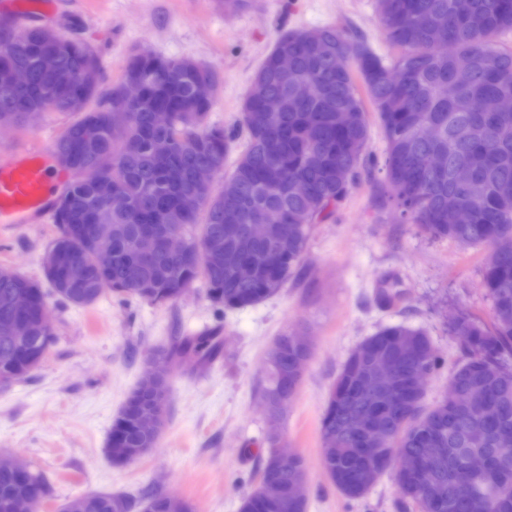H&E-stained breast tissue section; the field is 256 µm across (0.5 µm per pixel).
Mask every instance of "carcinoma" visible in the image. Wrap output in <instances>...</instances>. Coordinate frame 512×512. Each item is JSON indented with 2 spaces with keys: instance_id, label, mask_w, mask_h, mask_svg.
Masks as SVG:
<instances>
[{
  "instance_id": "1",
  "label": "carcinoma",
  "mask_w": 512,
  "mask_h": 512,
  "mask_svg": "<svg viewBox=\"0 0 512 512\" xmlns=\"http://www.w3.org/2000/svg\"><path fill=\"white\" fill-rule=\"evenodd\" d=\"M380 21L395 53L381 57L354 35L335 27L289 32L281 36L254 75L243 103L245 147L229 174L239 195L219 190L205 194L198 212L186 214L181 200L193 169L211 165L224 174L232 135L209 123L212 103L198 100L194 85L205 79L219 85L213 69L189 58L151 54L130 57L121 80L106 90L82 83L85 68L99 65L85 43L61 44L43 27H21L0 19V124L24 126L33 108L72 117L55 141L53 153L77 168L67 185L62 209H53L58 235L50 249L64 247L86 270L68 286L62 271L44 278L61 300L88 306L100 296L139 297L154 302L177 298L179 291L204 280L207 296L227 308H243L284 287L298 271L314 225L329 219L365 163L368 123L354 73H359L378 114L386 141L383 171L390 195L419 231L435 239L492 252L483 286L492 302L491 326L460 315L451 323L461 360L448 384L464 401L443 398L425 404L424 392L411 381L441 365L431 338L421 329L393 324L361 341L348 355L332 385L320 423L324 469L336 490L350 500L370 490L368 472L392 473L402 508L417 512H512V112H488L483 101L512 98V52L496 47V38L512 31V0H377ZM293 56L292 70L281 72L277 57ZM53 53L57 66L42 68ZM472 61L468 83L451 98L442 87L453 77V61ZM31 74V86L13 90L15 68ZM144 78V95L135 102L121 96L129 80ZM299 83L311 85L305 99L293 95ZM276 97L281 110L265 112L261 101ZM169 112L167 127L154 113ZM167 138L172 152L158 157L154 140ZM441 152L448 167L433 172L425 155ZM467 167L478 184L473 192L455 181ZM298 181L308 192H294ZM467 208L469 224L451 223V214ZM278 211L280 224L269 225L263 241L224 239V225L258 224ZM102 216L112 224V270L97 271L91 225ZM171 227L190 245L206 250L198 258L158 255L141 258L137 243ZM234 247L255 278L241 281L224 268V251ZM30 291L35 303L25 321L32 344L47 352L53 337L38 330L45 297L39 282L0 268V319L12 312V298ZM214 347L204 336H187L167 350L172 361H205ZM12 340L0 336V386L26 377L31 369L17 356ZM310 351L277 338L267 358L263 398L271 434L279 429L281 404L297 390ZM376 356L391 359L393 384L387 393L362 391L359 381ZM166 380L156 391L136 390L112 431L109 453L117 462L144 457L157 437L143 433L138 420L146 408L166 414ZM440 449L431 460L426 448ZM472 455L488 462L484 477L464 486L457 472ZM275 480L278 491L243 500L240 512H307V501L293 496L307 482L301 456L286 464L271 454L261 482ZM26 492L13 475L0 474V512L4 503ZM128 500L110 493L76 496L59 512H130ZM145 512H191L188 502L159 494L145 499Z\"/></svg>"
}]
</instances>
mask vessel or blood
I'll return each mask as SVG.
<instances>
[{
	"label": "vessel or blood",
	"mask_w": 512,
	"mask_h": 512,
	"mask_svg": "<svg viewBox=\"0 0 512 512\" xmlns=\"http://www.w3.org/2000/svg\"><path fill=\"white\" fill-rule=\"evenodd\" d=\"M51 164L39 146H20L0 160V218H42L48 208Z\"/></svg>",
	"instance_id": "vessel-or-blood-1"
}]
</instances>
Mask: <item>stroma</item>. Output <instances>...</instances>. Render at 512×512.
I'll use <instances>...</instances> for the list:
<instances>
[{
  "label": "stroma",
  "mask_w": 512,
  "mask_h": 512,
  "mask_svg": "<svg viewBox=\"0 0 512 512\" xmlns=\"http://www.w3.org/2000/svg\"><path fill=\"white\" fill-rule=\"evenodd\" d=\"M25 13V25L79 33L100 58L102 87L121 77L139 51L188 57L213 68L220 83L211 123L233 129L252 78L278 37L336 27L362 34L378 54L392 49L376 0H55L53 17L26 0H0V17ZM69 119L46 112L35 125L0 130V151L35 143L52 148ZM367 161L332 219L315 225L297 276L254 306L228 309L202 285L172 303L105 296L88 306L49 297L55 341L25 378L0 387V454L25 461L45 480L44 512L81 494L110 492L142 512L149 493L189 502L193 512H238L259 486L269 448L300 454L308 473V512H399V491L382 476L361 499L343 497L321 461L319 425L329 388L351 350L382 326L405 322L430 334L442 360L426 400L448 391L459 357L449 332L467 314L491 323L482 286L489 254L432 239L392 205L381 162L386 142L368 111ZM57 235L52 219L0 223V267L43 280L42 258ZM399 293L385 305L381 290ZM216 331L218 357L170 364L168 416L155 448L113 462L112 425L138 385L147 357L177 336ZM312 341L300 387L283 410L279 436H268L262 405L267 354L282 335Z\"/></svg>",
  "instance_id": "35a3bbf8"
}]
</instances>
